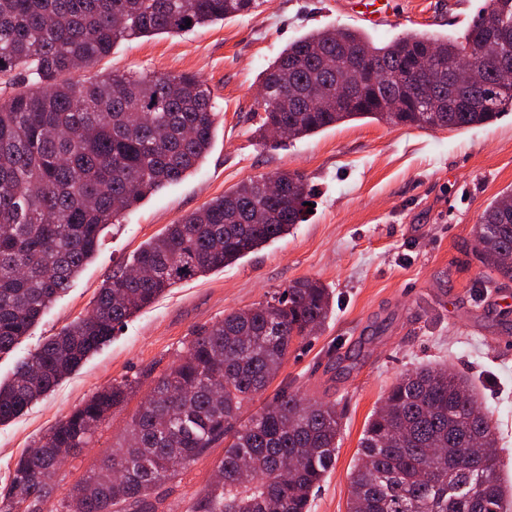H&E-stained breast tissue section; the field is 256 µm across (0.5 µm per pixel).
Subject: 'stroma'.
Returning a JSON list of instances; mask_svg holds the SVG:
<instances>
[{"mask_svg": "<svg viewBox=\"0 0 512 512\" xmlns=\"http://www.w3.org/2000/svg\"><path fill=\"white\" fill-rule=\"evenodd\" d=\"M486 0H391L379 25L349 0H268L256 12L114 45L94 72L194 74L212 90L211 151L200 169L154 193L108 226L94 258L12 352L10 378L45 338L90 311L101 284L166 225L248 179L303 174L313 212L284 237L236 263L184 281L131 317L91 356L21 416L0 425V485L22 451L96 391L125 380L139 387L112 410L91 447L70 457L55 480L62 496L111 455L157 377L185 355L195 333L264 300L300 278L330 289L333 314L286 361L261 395L281 388L334 403L342 419L336 463L310 512H347L360 438L390 386L421 366L465 376L499 431L497 475L512 487V283L486 286L474 224L512 190V112L458 130L394 126L368 119L278 144L255 130L261 72L289 41L321 27H354L376 42L408 31L461 35ZM224 456L215 445L155 492L154 512H189Z\"/></svg>", "mask_w": 512, "mask_h": 512, "instance_id": "obj_1", "label": "stroma"}]
</instances>
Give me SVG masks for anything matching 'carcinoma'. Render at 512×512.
Wrapping results in <instances>:
<instances>
[{"instance_id":"1","label":"carcinoma","mask_w":512,"mask_h":512,"mask_svg":"<svg viewBox=\"0 0 512 512\" xmlns=\"http://www.w3.org/2000/svg\"><path fill=\"white\" fill-rule=\"evenodd\" d=\"M269 0H0V354L29 335L97 251L104 230L127 209L196 169L214 130L213 99L194 74H73L110 54L119 40L179 34ZM191 25H186V19ZM512 27V0H487L459 38L411 32L377 45L358 29H317L288 43L263 72L259 132L286 126L302 138L370 118L392 125L454 128L489 123L512 110V81L494 64ZM485 68L483 86L445 82L420 97L403 82L410 67L452 72L466 55ZM371 68L364 102L315 109L350 80L351 60ZM283 199L266 196V182ZM311 191L302 175L278 171L250 179L143 243L99 288L91 311L46 339L0 382V423L23 414L79 368L127 319L173 285L237 262L282 238L304 219ZM472 234L488 282H512V191L495 198ZM144 266L151 274L130 276ZM332 313L331 294L311 278L294 281L252 307L196 334L187 354L158 377L132 416L120 450L81 484L85 512H150L148 498L171 480V459L186 467L224 442L213 483L191 512H309L313 490L336 459V404L286 388L240 420L242 408L274 379L297 340ZM223 381L224 392L214 393ZM135 388L126 380L94 393L14 464L0 488V512L50 510L54 487L40 475L56 451L88 447L112 409ZM472 390L442 368L407 372L368 420L351 477L348 512H512V491L494 474L498 457L489 414ZM490 452L470 454L469 442ZM120 460L124 478L103 473Z\"/></svg>"}]
</instances>
